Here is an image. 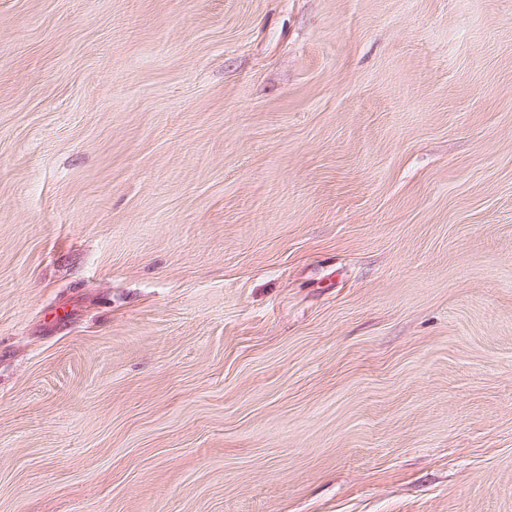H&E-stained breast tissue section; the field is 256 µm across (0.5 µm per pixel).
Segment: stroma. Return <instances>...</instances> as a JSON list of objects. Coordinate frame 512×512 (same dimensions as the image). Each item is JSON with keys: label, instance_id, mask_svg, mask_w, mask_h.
Returning <instances> with one entry per match:
<instances>
[{"label": "stroma", "instance_id": "35a3bbf8", "mask_svg": "<svg viewBox=\"0 0 512 512\" xmlns=\"http://www.w3.org/2000/svg\"><path fill=\"white\" fill-rule=\"evenodd\" d=\"M0 512H512V0H0Z\"/></svg>", "mask_w": 512, "mask_h": 512}]
</instances>
